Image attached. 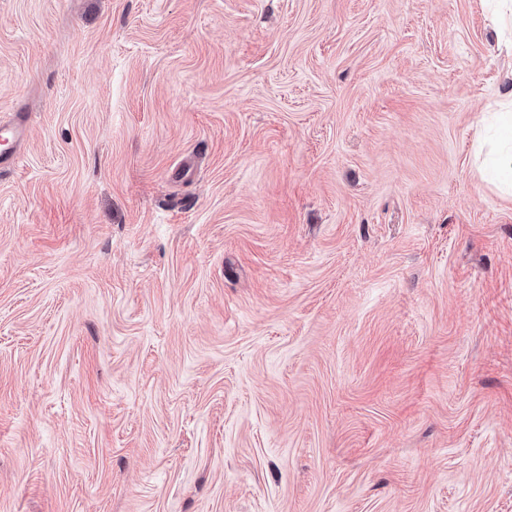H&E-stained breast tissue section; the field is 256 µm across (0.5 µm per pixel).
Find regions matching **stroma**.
Masks as SVG:
<instances>
[{
	"label": "stroma",
	"instance_id": "35a3bbf8",
	"mask_svg": "<svg viewBox=\"0 0 512 512\" xmlns=\"http://www.w3.org/2000/svg\"><path fill=\"white\" fill-rule=\"evenodd\" d=\"M484 0H0V512H512V90ZM504 100L506 104L490 116L493 135L497 144L495 156L489 163L491 174L499 181V186L512 191V92ZM26 131L27 123L22 117L8 124L0 123L1 145H11L9 150L3 149L0 152V167L5 168L16 162V147L25 139Z\"/></svg>",
	"mask_w": 512,
	"mask_h": 512
}]
</instances>
